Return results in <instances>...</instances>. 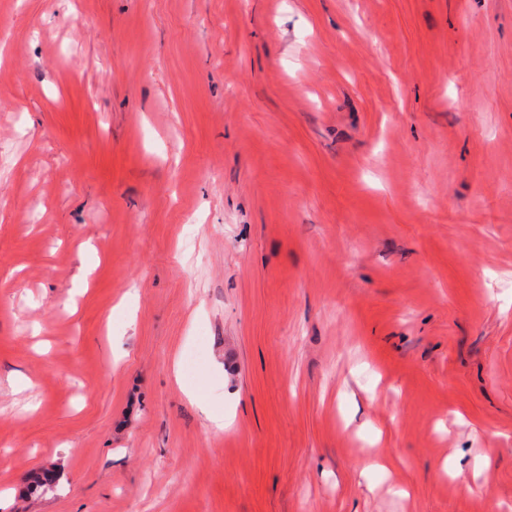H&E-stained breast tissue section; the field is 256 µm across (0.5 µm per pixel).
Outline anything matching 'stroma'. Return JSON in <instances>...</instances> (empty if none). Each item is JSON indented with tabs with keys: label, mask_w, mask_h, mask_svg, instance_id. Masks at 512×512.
<instances>
[{
	"label": "stroma",
	"mask_w": 512,
	"mask_h": 512,
	"mask_svg": "<svg viewBox=\"0 0 512 512\" xmlns=\"http://www.w3.org/2000/svg\"><path fill=\"white\" fill-rule=\"evenodd\" d=\"M0 512H512V0H0Z\"/></svg>",
	"instance_id": "1"
}]
</instances>
